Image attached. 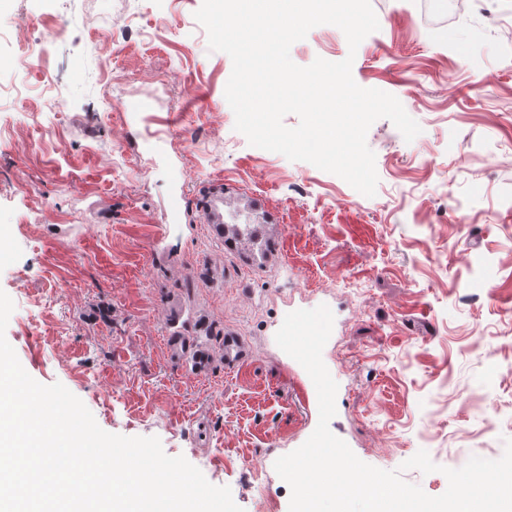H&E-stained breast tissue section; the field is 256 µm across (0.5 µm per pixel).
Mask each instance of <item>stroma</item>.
I'll use <instances>...</instances> for the list:
<instances>
[{"instance_id":"1","label":"stroma","mask_w":512,"mask_h":512,"mask_svg":"<svg viewBox=\"0 0 512 512\" xmlns=\"http://www.w3.org/2000/svg\"><path fill=\"white\" fill-rule=\"evenodd\" d=\"M371 4L380 28L352 76L421 132L372 124L379 181L357 200L235 130L202 0H0V58L39 59L0 71L6 339L101 429L158 437L244 512H287L274 463L318 421L275 341L291 306L334 314L330 426L363 462L438 496L443 468L512 439V36L478 14L433 27L419 0ZM347 54L327 24L290 49L300 66ZM51 91L64 111H42ZM217 184L220 230L203 216ZM229 331L251 345L239 371ZM191 344L210 352L199 374ZM478 396L499 411L492 432ZM420 450L438 471L402 470Z\"/></svg>"}]
</instances>
